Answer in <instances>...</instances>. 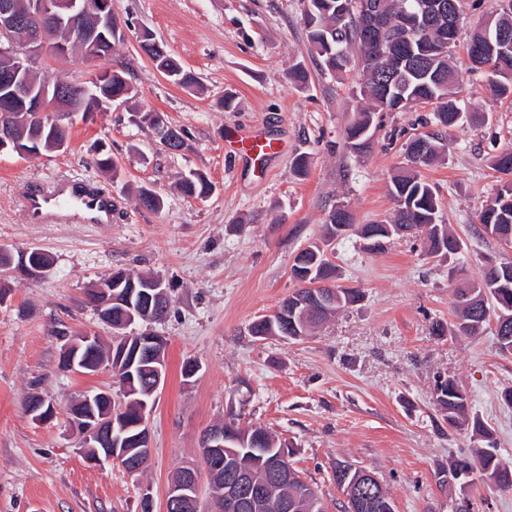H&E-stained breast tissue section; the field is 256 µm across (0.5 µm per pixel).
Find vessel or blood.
Segmentation results:
<instances>
[{"label":"vessel or blood","instance_id":"1","mask_svg":"<svg viewBox=\"0 0 512 512\" xmlns=\"http://www.w3.org/2000/svg\"><path fill=\"white\" fill-rule=\"evenodd\" d=\"M225 143L231 153L248 161L265 159L278 152L276 141L260 129L230 130L225 134ZM26 207L30 220L35 223L66 212L87 211L99 218L112 215L111 198L89 183L65 185L50 194L40 188L33 189L26 196Z\"/></svg>","mask_w":512,"mask_h":512}]
</instances>
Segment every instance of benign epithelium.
<instances>
[{"mask_svg": "<svg viewBox=\"0 0 512 512\" xmlns=\"http://www.w3.org/2000/svg\"><path fill=\"white\" fill-rule=\"evenodd\" d=\"M47 17L51 27L57 32H65L68 39L58 38L52 42L46 39L45 27L40 26L28 31L21 40L14 39V33L25 27L27 21ZM115 13L112 0H100L94 4L89 0H29L26 13L21 14L7 0L0 3V36L6 42L0 45V110L15 112L22 108L25 112H37L43 118V125L54 131L64 125L65 118L76 114L72 94L63 86L37 87L29 80V71L33 70V62L46 52L68 58L70 57L69 39L74 38L84 44L82 58L89 59L93 51L112 34V22ZM49 268V265L37 260L22 258L18 270L27 276L36 277ZM61 366L67 371H81V366L75 359L74 347L80 343L94 344V337H81L75 341L62 332ZM138 347L147 349L150 358L163 361L166 351V341L160 336L145 335L139 337ZM112 403V392L101 390L87 393L77 399L70 408V421L80 434L81 447L90 449L85 458L94 463L116 462L128 472L134 473L143 467L150 456V432L147 421L148 411L146 402H141L137 408L138 425L142 428L140 435L141 454L136 458L127 456V452H118L112 448V431L115 430L116 420L110 415L100 418L89 415L84 410V403L92 400ZM27 413L35 421L45 422L56 413L54 403L47 400L28 405ZM224 425L219 423L203 434V446L207 448L202 456V464L208 475L219 473L224 468V462L217 460L213 454L216 448L224 447ZM108 447L107 455L100 454V447ZM291 464L288 461V451L281 453L270 462V472L276 478L288 479ZM378 478L370 471L362 469L354 481L352 496L356 504H361L375 486ZM250 487V479L246 474H238L225 484V496L231 502L242 499ZM168 507L173 512H191L199 507L198 471L195 468L184 470L180 477L171 485L168 495Z\"/></svg>", "mask_w": 512, "mask_h": 512, "instance_id": "benign-epithelium-1", "label": "benign epithelium"}]
</instances>
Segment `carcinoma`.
Segmentation results:
<instances>
[{
  "mask_svg": "<svg viewBox=\"0 0 512 512\" xmlns=\"http://www.w3.org/2000/svg\"><path fill=\"white\" fill-rule=\"evenodd\" d=\"M305 29L311 55L319 58L325 68L342 72L351 63L349 49L360 50L356 66L360 73L359 95L367 105L359 110L358 118L346 129V143L354 150L367 147L373 136L372 114L376 109L406 111L415 107L434 106L433 118L438 131L421 134L405 143L406 160L410 167L394 175L388 184V194L394 208L392 223L409 228L427 229V254L450 256L461 249L459 240L450 234L445 225L438 223L439 200L433 186L417 171L441 159L447 144L441 131L464 122L467 115L450 99L449 89L459 82V75L448 64V49L456 45L458 31L448 29V4L461 11V0H443L444 6L431 16L424 8L431 0H307ZM512 32V0H499V9L492 15V24L475 31L468 43V52L486 39H495L499 31ZM142 50L152 60L156 69L174 84L191 88L198 84L197 76L185 69L170 53L145 45ZM110 80L94 89L95 97L108 99L120 95L129 100L135 97L134 88L123 72L106 70ZM491 92L499 97H512V75L500 74L491 82ZM9 126L13 134L34 141V147L42 152L55 150L63 142L70 141V128L52 133L42 125V118L35 112H0V124ZM492 168L503 175L495 194L480 215L485 234L505 242L512 240V150L496 156ZM181 192L194 199L207 197L212 183L200 172H193L179 183ZM137 204L150 210L163 205L162 196L142 187L136 196ZM344 217V226L336 225V216ZM354 224V216L345 204L337 205L324 225L327 238L334 239L342 229ZM361 235L376 241L371 252L384 249L391 238L386 224H366ZM136 286H131L125 270L111 273L112 294L118 302L103 309L112 321V343L102 341L82 353L89 364L110 360L125 342H130L128 356L135 352L136 338L125 334L129 309H134L138 321H159L169 310V296L159 302H149V292L159 277L151 273L132 272ZM292 278L297 290L310 294H335L336 304L319 305L311 312L309 323L292 321L287 306L291 299H283L276 310L254 320L249 331L252 336L264 339L277 336L300 340L309 335L312 328L328 320L336 311L360 300L359 289L340 284L342 275L338 267L326 256L325 250L316 243L297 252L292 265ZM483 289L488 299L487 312H501L512 317V263H499L486 267L481 276L465 282L455 289L457 332L474 336L489 321L483 313H475L466 305L463 290ZM129 385L139 391V397L153 402L149 394L151 378L141 358H136ZM435 404L442 420L451 428H464L471 432L480 446L473 449L470 458H459L448 463L443 470L441 484L448 477L462 473L461 480L477 475L486 484L501 490L512 489V465L506 463L494 450L490 430L480 417L471 411L469 392L454 378L437 382ZM232 439L231 451L225 454L224 472L209 479L212 499L218 512H282L279 505L286 502L290 512H326L316 491L305 480L292 479L274 482L267 478L268 462L282 448V442L262 427H243L237 417L228 420ZM244 472L251 478L256 492L241 504H230L224 497V483L234 473ZM363 512H393L391 498L383 487L376 488Z\"/></svg>",
  "mask_w": 512,
  "mask_h": 512,
  "instance_id": "obj_1",
  "label": "carcinoma"
}]
</instances>
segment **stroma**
<instances>
[{
  "instance_id": "obj_1",
  "label": "stroma",
  "mask_w": 512,
  "mask_h": 512,
  "mask_svg": "<svg viewBox=\"0 0 512 512\" xmlns=\"http://www.w3.org/2000/svg\"><path fill=\"white\" fill-rule=\"evenodd\" d=\"M124 40L111 56L89 63L43 58L51 79L84 83L108 69L124 71L136 95L107 111L74 115L66 150L0 155V250L21 258L47 253L51 268L38 277L5 274L0 303V512H165L168 486L181 467L197 462L205 429L231 415L267 428L289 449V460L317 491L327 512L343 496L332 479L337 461L371 471L395 512H451L466 494L474 512H512V491L475 481L466 491L439 485L449 460L469 456V434L448 428L435 405L437 376L455 377L472 410L490 428L503 460L512 462V353L502 352L494 324L457 335L453 290L488 263L512 262V248L487 236L479 215L498 184L494 156L512 146V100L492 95L486 72L463 46L450 62L460 75L452 98L467 112L449 128L444 159L422 174L438 191L440 221L461 243L453 258L426 253V231L393 236L372 253L355 229L327 255L359 302L302 340H259L248 328L271 314L295 282L297 251L322 242L336 205L347 204L357 225L382 223L394 204L387 181L404 163L403 145L427 132L430 110L378 111L372 145L353 152L344 138L358 100L356 72L334 75L309 51L307 0H112ZM156 41L195 73L196 90L162 76L141 50ZM305 85L290 78L294 64ZM236 94L224 110L225 92ZM156 112L183 134L182 150L160 145L138 113ZM265 126L282 150L264 165L224 151L229 127ZM110 148L118 176L91 161ZM306 156V172L294 160ZM204 173L213 185L203 199L183 196L177 181ZM88 179L111 191L117 207L108 224L29 223L27 185ZM158 192L160 210L139 207L138 188ZM158 275L172 299L160 323L137 322L130 335L167 342L166 380L150 416L152 455L145 471L86 461L69 421L71 401L87 391L115 388L111 370L92 375L59 364L64 329L112 331L85 302L92 283L117 269ZM198 365L182 377L185 362ZM33 396L51 399L53 419L25 412Z\"/></svg>"
}]
</instances>
